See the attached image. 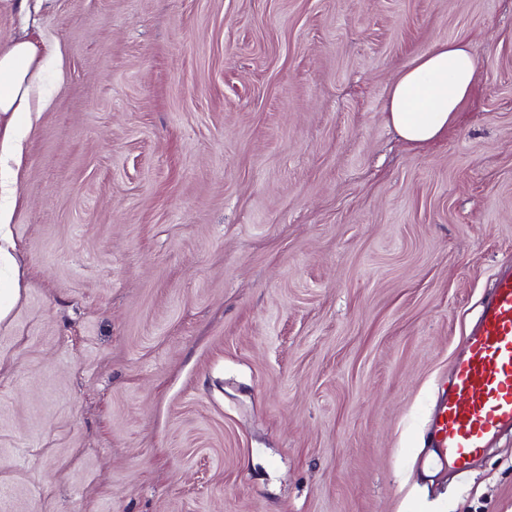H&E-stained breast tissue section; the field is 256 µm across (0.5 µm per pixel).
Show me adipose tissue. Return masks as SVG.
I'll return each instance as SVG.
<instances>
[{
  "mask_svg": "<svg viewBox=\"0 0 512 512\" xmlns=\"http://www.w3.org/2000/svg\"><path fill=\"white\" fill-rule=\"evenodd\" d=\"M61 69L60 51L43 52L25 38L0 44V114L46 111L51 99L43 78ZM475 74V60L463 44H435L419 53L390 85L388 122L407 143L430 144L458 120L472 94Z\"/></svg>",
  "mask_w": 512,
  "mask_h": 512,
  "instance_id": "obj_1",
  "label": "adipose tissue"
}]
</instances>
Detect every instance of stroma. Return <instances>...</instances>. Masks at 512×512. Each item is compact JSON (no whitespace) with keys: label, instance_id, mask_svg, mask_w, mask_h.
Segmentation results:
<instances>
[{"label":"stroma","instance_id":"stroma-1","mask_svg":"<svg viewBox=\"0 0 512 512\" xmlns=\"http://www.w3.org/2000/svg\"><path fill=\"white\" fill-rule=\"evenodd\" d=\"M61 49L17 169L0 512H512L425 434L512 265V0H0ZM477 78L428 147L413 58ZM476 63L455 40L419 53L388 89L387 120L407 143L423 147L454 125L474 87Z\"/></svg>","mask_w":512,"mask_h":512}]
</instances>
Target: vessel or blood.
I'll return each mask as SVG.
<instances>
[{"mask_svg": "<svg viewBox=\"0 0 512 512\" xmlns=\"http://www.w3.org/2000/svg\"><path fill=\"white\" fill-rule=\"evenodd\" d=\"M506 427H512V267L496 273L465 356L451 380L437 386L429 439L450 463L464 466Z\"/></svg>", "mask_w": 512, "mask_h": 512, "instance_id": "b4317fda", "label": "vessel or blood"}]
</instances>
